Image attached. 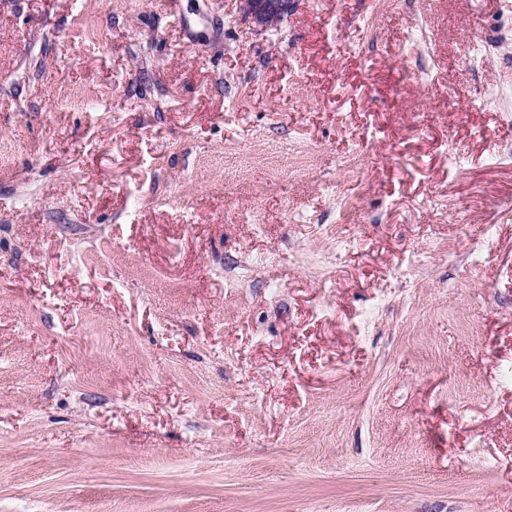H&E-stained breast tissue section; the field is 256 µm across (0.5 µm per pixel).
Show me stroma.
Segmentation results:
<instances>
[{
	"mask_svg": "<svg viewBox=\"0 0 512 512\" xmlns=\"http://www.w3.org/2000/svg\"><path fill=\"white\" fill-rule=\"evenodd\" d=\"M510 19L0 0V512H512ZM245 17L264 30L276 29L296 8L295 0H242Z\"/></svg>",
	"mask_w": 512,
	"mask_h": 512,
	"instance_id": "35a3bbf8",
	"label": "stroma"
}]
</instances>
